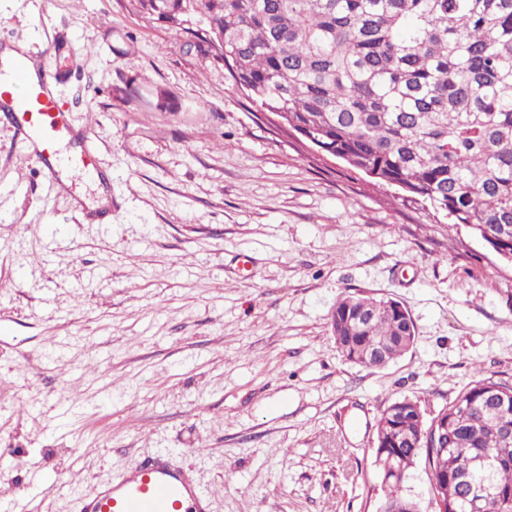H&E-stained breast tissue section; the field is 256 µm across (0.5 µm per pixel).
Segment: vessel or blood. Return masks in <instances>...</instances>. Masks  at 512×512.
Masks as SVG:
<instances>
[{
    "instance_id": "1",
    "label": "vessel or blood",
    "mask_w": 512,
    "mask_h": 512,
    "mask_svg": "<svg viewBox=\"0 0 512 512\" xmlns=\"http://www.w3.org/2000/svg\"><path fill=\"white\" fill-rule=\"evenodd\" d=\"M58 76L41 68L29 80L25 63L12 71L0 69V117L28 149L49 182H56L63 162L54 139L71 131V116L55 94ZM79 512H210L207 494L193 470L160 449L104 481L90 496L78 499Z\"/></svg>"
}]
</instances>
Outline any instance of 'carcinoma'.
<instances>
[{"label": "carcinoma", "instance_id": "1", "mask_svg": "<svg viewBox=\"0 0 512 512\" xmlns=\"http://www.w3.org/2000/svg\"><path fill=\"white\" fill-rule=\"evenodd\" d=\"M160 21H209L236 88L322 154L467 227L512 265V0H137ZM393 300L340 298L330 331L342 356L377 367L415 342ZM500 395L488 408L487 395ZM416 401L387 406L374 463L381 512H419L404 495L421 464L430 492L467 500L491 488L483 512H512V383L481 375L423 425ZM479 456L495 458L486 471Z\"/></svg>", "mask_w": 512, "mask_h": 512}]
</instances>
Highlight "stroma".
I'll return each instance as SVG.
<instances>
[{
  "instance_id": "stroma-1",
  "label": "stroma",
  "mask_w": 512,
  "mask_h": 512,
  "mask_svg": "<svg viewBox=\"0 0 512 512\" xmlns=\"http://www.w3.org/2000/svg\"><path fill=\"white\" fill-rule=\"evenodd\" d=\"M0 0L69 78L110 218L53 195L0 123V494L75 512L171 448L212 512H380L376 423L440 410L477 370L512 382V265L467 229L261 119L183 31L136 0ZM391 298L414 346L382 369L330 332L345 294Z\"/></svg>"
}]
</instances>
